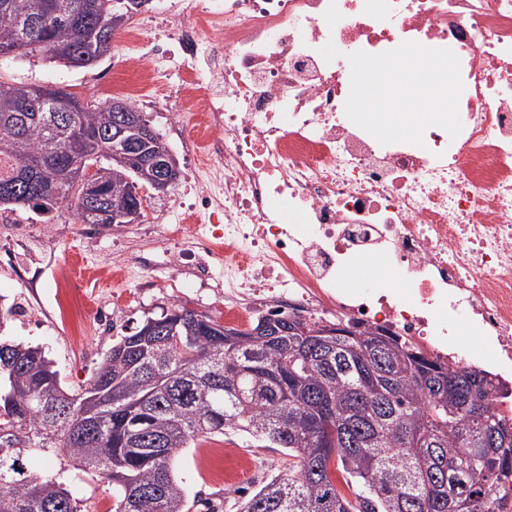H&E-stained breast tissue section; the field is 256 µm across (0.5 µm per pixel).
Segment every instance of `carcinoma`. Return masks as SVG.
Returning <instances> with one entry per match:
<instances>
[{"label":"carcinoma","mask_w":512,"mask_h":512,"mask_svg":"<svg viewBox=\"0 0 512 512\" xmlns=\"http://www.w3.org/2000/svg\"><path fill=\"white\" fill-rule=\"evenodd\" d=\"M117 14L132 17L115 0H0V57L96 61L111 43L95 27L117 31ZM115 117L110 101L0 82L6 205L110 225L137 208L138 187L159 192L134 158L153 144L132 132L112 142ZM89 164L106 172L97 200L65 181ZM258 327L175 306L112 346L77 394L40 348L0 340V512H81L66 488L73 469L112 483L110 512H190L173 459L227 429L292 458L240 512H499L491 487L512 477V421L492 407L489 372L428 358L393 333ZM91 394L94 425L79 409ZM33 457L49 466L31 469Z\"/></svg>","instance_id":"obj_1"}]
</instances>
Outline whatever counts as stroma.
<instances>
[{
  "label": "stroma",
  "instance_id": "stroma-1",
  "mask_svg": "<svg viewBox=\"0 0 512 512\" xmlns=\"http://www.w3.org/2000/svg\"><path fill=\"white\" fill-rule=\"evenodd\" d=\"M114 38L124 42L126 56L111 51L82 68L39 52L0 57V81L61 86L95 105L104 103L106 86L137 82L142 62L158 71L151 90L155 99L179 82L186 64L174 42L159 46L153 34L125 27ZM181 221V210L170 195H148L138 223L109 228L80 223L67 208L47 223L29 210L1 208L0 300L15 305L16 312L0 325V336L41 347L63 387L77 393L120 337L172 306L223 321V272L213 271L207 279L191 276L204 256L176 261L167 242L154 235L161 223ZM60 268L83 279V287H74L71 280L56 282ZM212 448H234L248 456L249 479L236 486L212 479ZM287 470L284 452L234 430L195 440L173 463L176 479L194 504L192 512H239L249 494Z\"/></svg>",
  "mask_w": 512,
  "mask_h": 512
}]
</instances>
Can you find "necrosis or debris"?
Returning a JSON list of instances; mask_svg holds the SVG:
<instances>
[{"label": "necrosis or debris", "instance_id": "1", "mask_svg": "<svg viewBox=\"0 0 512 512\" xmlns=\"http://www.w3.org/2000/svg\"><path fill=\"white\" fill-rule=\"evenodd\" d=\"M166 28L191 67L161 108L195 170L172 242L223 270L226 322L259 303L331 314L512 372V0H181ZM406 41L458 57L457 137L383 145L347 118L348 54ZM329 43L346 56L325 60ZM369 257L402 293L344 287ZM461 319L486 351H454Z\"/></svg>", "mask_w": 512, "mask_h": 512}]
</instances>
